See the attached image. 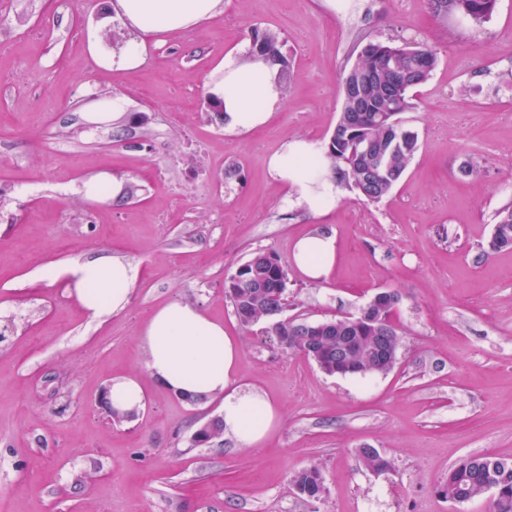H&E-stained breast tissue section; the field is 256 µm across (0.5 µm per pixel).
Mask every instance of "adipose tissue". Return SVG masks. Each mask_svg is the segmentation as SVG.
<instances>
[{
  "label": "adipose tissue",
  "instance_id": "adipose-tissue-1",
  "mask_svg": "<svg viewBox=\"0 0 512 512\" xmlns=\"http://www.w3.org/2000/svg\"><path fill=\"white\" fill-rule=\"evenodd\" d=\"M217 0H119L127 17L144 36L125 50L128 65H136L146 39L184 30L210 18ZM271 73L260 63L247 66L228 60L215 93L224 102L227 123L249 132L269 122L281 107L279 93L271 91ZM320 149L304 138L290 139L269 159L273 175L286 183L288 203L315 217L328 215L336 205L337 188L320 165ZM295 266L306 277L327 279L337 262L333 236L311 234L298 238L292 248ZM66 292L92 316L115 313L126 307L138 267L108 258L72 264ZM147 368L153 379L176 393L221 398L224 434L243 448L265 443L277 424V404L261 393L238 384L236 368L240 344L222 323L210 319L198 306L172 302L159 308L141 331Z\"/></svg>",
  "mask_w": 512,
  "mask_h": 512
}]
</instances>
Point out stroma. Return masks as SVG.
I'll return each mask as SVG.
<instances>
[{"label":"stroma","instance_id":"obj_1","mask_svg":"<svg viewBox=\"0 0 512 512\" xmlns=\"http://www.w3.org/2000/svg\"><path fill=\"white\" fill-rule=\"evenodd\" d=\"M81 0H0L25 13L0 50V494L7 512H487L436 493L461 457L512 461V248L485 256L497 210L512 202V0L484 27L431 16L428 0H222L218 13L164 36L146 61L86 78L87 39L120 21V46L140 41L118 0L97 20ZM277 31L290 61L282 108L242 133L215 120L207 87L224 58L247 60L251 28ZM440 49L415 110L403 113L418 151L377 202L339 190L330 216L288 209L267 157L295 137L326 142L338 117L342 69L357 31ZM112 125L82 128L112 93ZM186 101L181 119L165 103ZM204 142L211 187L172 155ZM472 162L475 174L459 172ZM134 187L124 202L84 185ZM336 237V267L308 282L295 240ZM288 277L286 317L357 313L381 288L401 294L399 360L372 377L328 375L281 349L263 325L242 326L226 294L254 252ZM107 256L137 266L128 305L91 317L45 269ZM171 302L200 306L238 338V381L267 394L281 423L260 447L221 437L197 446L220 401H183L154 382L139 336ZM139 378L144 403L112 423L99 403L113 379ZM371 446L390 471L361 467ZM318 463L326 491L297 497L293 475Z\"/></svg>","mask_w":512,"mask_h":512}]
</instances>
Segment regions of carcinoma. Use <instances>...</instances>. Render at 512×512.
Here are the masks:
<instances>
[{"label": "carcinoma", "mask_w": 512, "mask_h": 512, "mask_svg": "<svg viewBox=\"0 0 512 512\" xmlns=\"http://www.w3.org/2000/svg\"><path fill=\"white\" fill-rule=\"evenodd\" d=\"M497 0H429L436 19H455L480 27L493 16ZM252 59L276 69L275 89L283 90L290 62L282 51L279 33L253 28ZM440 49L429 42L395 43L373 40L360 34L353 46L354 60L343 71V94L338 119L327 142L321 145L330 178L367 201L385 197L406 172L418 150V136L405 127L401 115L415 109L417 89L432 77ZM498 248L512 246V203L495 214ZM241 281L228 294L238 321L245 327L266 324L265 332L278 331L291 337L288 350L305 353L314 344L319 357L345 374H375L390 371L398 359L402 330L394 320L396 306L377 309L375 323L359 319L331 324L312 337L296 330L294 321H269L275 312L288 307L287 275L278 258L256 252L242 264ZM358 460L372 472L390 470L393 462L377 448L358 449ZM293 492L308 501H319L325 493L321 468L311 464L291 480ZM495 486L490 512H512V461L493 456H466L448 469V480L437 493L450 503H466L484 497Z\"/></svg>", "instance_id": "carcinoma-1"}]
</instances>
